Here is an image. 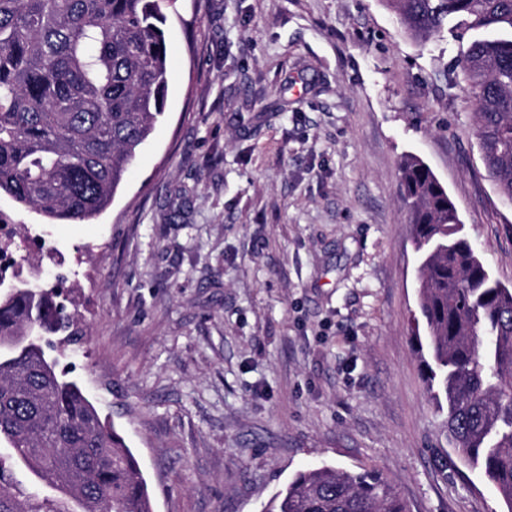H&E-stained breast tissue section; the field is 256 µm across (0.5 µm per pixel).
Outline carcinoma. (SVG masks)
Segmentation results:
<instances>
[{
  "label": "carcinoma",
  "mask_w": 512,
  "mask_h": 512,
  "mask_svg": "<svg viewBox=\"0 0 512 512\" xmlns=\"http://www.w3.org/2000/svg\"><path fill=\"white\" fill-rule=\"evenodd\" d=\"M167 0H0V196L48 224L111 203L164 113ZM406 29L444 28L476 113L481 159L512 201V0H392ZM421 251L429 389L448 443L512 512V289L461 234L454 203L417 157L402 164ZM0 293V512H153L141 465L82 386L45 363L43 339L83 330L56 285L12 276ZM265 512H407L377 471L298 472Z\"/></svg>",
  "instance_id": "1"
}]
</instances>
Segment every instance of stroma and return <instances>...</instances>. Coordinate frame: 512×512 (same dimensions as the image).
Here are the masks:
<instances>
[{
    "instance_id": "1",
    "label": "stroma",
    "mask_w": 512,
    "mask_h": 512,
    "mask_svg": "<svg viewBox=\"0 0 512 512\" xmlns=\"http://www.w3.org/2000/svg\"><path fill=\"white\" fill-rule=\"evenodd\" d=\"M166 108L111 204L26 225L85 335L60 359L140 462L153 512H263L303 470H376L408 512H507L444 429L415 338L401 165L421 158L495 279L512 204L449 33L387 0H166Z\"/></svg>"
}]
</instances>
